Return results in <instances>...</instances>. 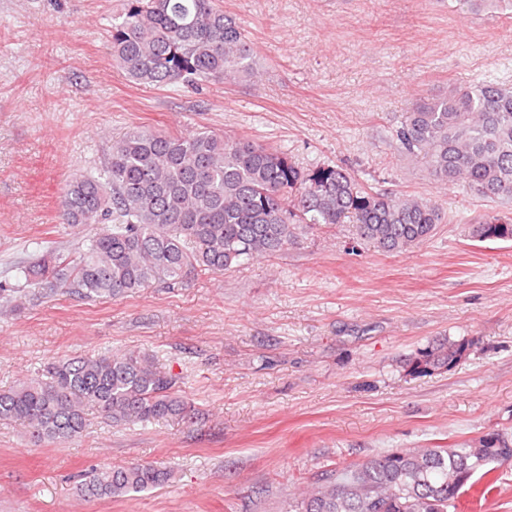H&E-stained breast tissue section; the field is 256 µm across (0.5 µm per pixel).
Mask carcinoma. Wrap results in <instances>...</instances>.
I'll list each match as a JSON object with an SVG mask.
<instances>
[{
	"instance_id": "obj_1",
	"label": "carcinoma",
	"mask_w": 512,
	"mask_h": 512,
	"mask_svg": "<svg viewBox=\"0 0 512 512\" xmlns=\"http://www.w3.org/2000/svg\"><path fill=\"white\" fill-rule=\"evenodd\" d=\"M108 54L140 85L258 82L245 30L221 0H127L112 22ZM404 154L440 182L512 202V85L485 78L440 98H416L396 129ZM61 223L95 225L76 256L47 252L0 300L19 311L38 298L112 300L144 288H180L200 273L222 274L269 258L300 226L351 224L356 239L406 251L446 223L439 204L363 187L341 166L304 171L288 153L244 138L134 126L112 141L98 175L62 187ZM472 238L512 241V212L470 220ZM464 346L440 343L412 362L427 372L455 362ZM114 425L191 418L179 378L146 351L60 360L42 376L0 389V423L35 446L81 436L87 411ZM512 459V443L489 435L462 447L409 448L331 470L301 493L299 512H449L474 476ZM170 471L131 462L79 485L87 499L125 498L158 488Z\"/></svg>"
}]
</instances>
